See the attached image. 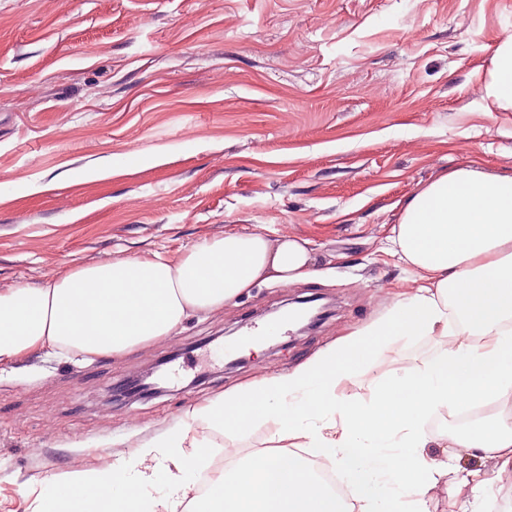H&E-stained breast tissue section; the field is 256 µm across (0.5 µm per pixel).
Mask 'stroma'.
Here are the masks:
<instances>
[{
  "label": "stroma",
  "instance_id": "stroma-1",
  "mask_svg": "<svg viewBox=\"0 0 512 512\" xmlns=\"http://www.w3.org/2000/svg\"><path fill=\"white\" fill-rule=\"evenodd\" d=\"M512 0H0V290L227 231L308 240L317 278L262 284L125 356L0 366V512L96 469L240 381L285 372L375 318L412 275L384 250L400 201L462 167L512 171V110L485 109ZM328 314L232 364L278 308ZM434 349L384 351L369 394ZM174 355L162 394L112 386Z\"/></svg>",
  "mask_w": 512,
  "mask_h": 512
}]
</instances>
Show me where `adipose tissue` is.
I'll return each mask as SVG.
<instances>
[{"instance_id": "ef3b65f1", "label": "adipose tissue", "mask_w": 512, "mask_h": 512, "mask_svg": "<svg viewBox=\"0 0 512 512\" xmlns=\"http://www.w3.org/2000/svg\"><path fill=\"white\" fill-rule=\"evenodd\" d=\"M486 107L512 109V35L494 50ZM387 241L414 286L383 314L289 372L189 408L174 428L105 466L40 485L32 512H429L440 492L466 503L512 481V174L460 168L433 177L403 202ZM316 274L305 240L238 231L174 257L78 265L0 290V365L36 353L119 357L257 284ZM415 338L436 345L415 369L380 379L370 397L337 395L375 356ZM487 402L498 412L449 428V415ZM200 421L236 435L268 430L265 447L226 453L203 492L196 474L211 449L195 430ZM435 448L491 460L495 475L477 469L450 481Z\"/></svg>"}]
</instances>
